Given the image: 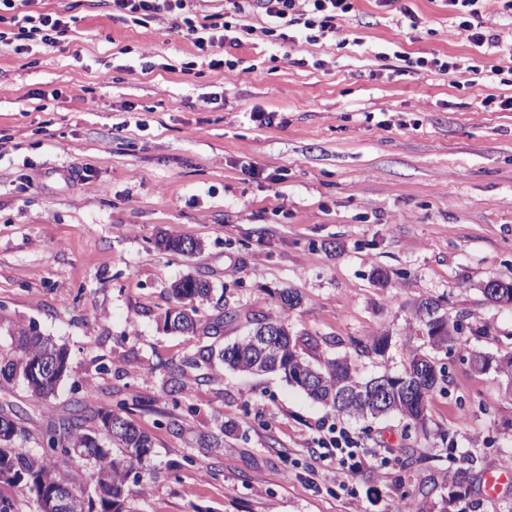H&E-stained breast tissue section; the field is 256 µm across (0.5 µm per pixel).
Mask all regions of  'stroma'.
Instances as JSON below:
<instances>
[{"label":"stroma","instance_id":"35a3bbf8","mask_svg":"<svg viewBox=\"0 0 512 512\" xmlns=\"http://www.w3.org/2000/svg\"><path fill=\"white\" fill-rule=\"evenodd\" d=\"M403 3L417 29L355 0L336 32L282 47L266 18L243 14L220 70L172 13L136 24L102 0L18 4L74 19L58 44L0 48V352L29 328L70 351L50 403L0 381V414L27 430V450L74 406L92 428L123 399L154 442L132 512H399L406 499L418 512H512V482L492 495L484 484L512 453V393L495 373L435 352L449 381L426 429L356 422L392 459L344 474L314 453L335 412L278 373L199 357L270 314L306 337L309 362L399 372L427 347L414 315L426 300L471 346L512 356V304L482 293L512 280V110L482 102L512 85L489 78L444 0ZM165 235L204 248L174 254ZM187 275L213 286L200 311L224 315L219 335L167 330L168 288ZM285 291L298 305H282ZM381 334L385 355L366 352ZM174 367L186 386L172 396Z\"/></svg>","mask_w":512,"mask_h":512}]
</instances>
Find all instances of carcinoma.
<instances>
[{
    "label": "carcinoma",
    "mask_w": 512,
    "mask_h": 512,
    "mask_svg": "<svg viewBox=\"0 0 512 512\" xmlns=\"http://www.w3.org/2000/svg\"><path fill=\"white\" fill-rule=\"evenodd\" d=\"M209 283L188 276L175 281L170 287L174 304L165 313L168 329L185 335L220 332L223 318L202 323L198 305L210 299ZM416 321L423 326L428 344L434 350H446L463 360L475 363L480 351L461 341L460 328L450 324L442 315H434L428 323L420 315ZM252 331L241 341L224 348L222 358L231 368L245 373H256L255 361L259 357L254 339L269 326L276 325L282 334L275 340L276 367L291 384L300 388L312 400L332 411L355 420H368L383 414H396L416 427L426 428L430 400L445 382V373H435L430 367L432 358L418 350L413 351L408 365L400 374H380L368 380L357 377L356 371L344 358H326L313 365L297 351L299 337L290 333L288 325L271 315L253 318ZM56 357L60 369L69 365L68 350L33 329L18 332L15 356L0 360V377L22 379L31 394L49 400L57 394L65 380L61 373L41 372L35 363ZM389 385V401L379 413L372 401L378 383ZM126 402L120 400L116 408L101 409L97 413L99 429L91 430L78 413L65 418L59 425L49 428L43 441L42 452L32 453L19 448L26 438L25 430L12 424L14 436L0 438V486L26 485L34 494L38 512H56L49 503L50 494L65 492L79 505V512H128L126 503L133 487L142 484L144 465L152 455L153 441L124 416ZM92 461L90 480L95 496H87L67 479L70 463L76 457Z\"/></svg>",
    "instance_id": "obj_1"
}]
</instances>
